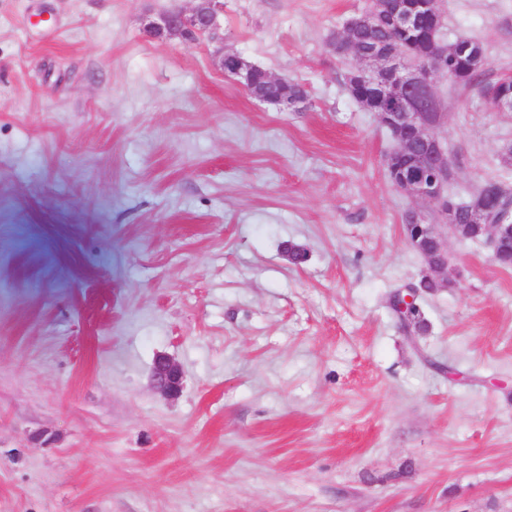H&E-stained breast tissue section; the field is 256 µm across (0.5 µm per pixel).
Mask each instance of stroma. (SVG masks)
Masks as SVG:
<instances>
[{
  "label": "stroma",
  "instance_id": "obj_1",
  "mask_svg": "<svg viewBox=\"0 0 512 512\" xmlns=\"http://www.w3.org/2000/svg\"><path fill=\"white\" fill-rule=\"evenodd\" d=\"M223 2L302 111L146 36L193 0H0V512H512V269L449 238L427 331L391 310L412 202L329 45L372 0ZM443 11L512 76V0ZM435 91L449 194L512 188V112ZM183 373L179 365L167 358H159L154 370L156 388L169 397H176L182 389Z\"/></svg>",
  "mask_w": 512,
  "mask_h": 512
}]
</instances>
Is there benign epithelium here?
Wrapping results in <instances>:
<instances>
[{
	"instance_id": "obj_1",
	"label": "benign epithelium",
	"mask_w": 512,
	"mask_h": 512,
	"mask_svg": "<svg viewBox=\"0 0 512 512\" xmlns=\"http://www.w3.org/2000/svg\"><path fill=\"white\" fill-rule=\"evenodd\" d=\"M380 7L391 14L393 27L401 32L420 28L422 20H431L424 35L430 43L427 55L419 60L384 50H362L352 41L340 53H353L361 64L355 66L350 78L377 105L379 123L390 129L396 146L385 156V167L393 186L412 200L435 207L437 218L429 221L417 210L408 214L413 220L406 224L407 239L423 257L427 269L422 281L448 283V238L479 237L491 250L492 260L498 258L501 240L512 235V212L497 215L498 202L511 197L512 191L497 184L490 188L484 212L494 219L472 224L459 223L460 205L448 195L452 166L448 148L439 136L445 113L439 111L435 82L425 70L443 72L441 39L444 27L442 0H378ZM223 0H196L189 10L173 9L160 13L145 24L146 34L157 41L180 38L184 41L207 39L224 42ZM233 75L252 98L281 109L298 110L307 96L294 94L287 81L266 76L267 85L275 89L271 96L256 88L252 81L253 65L234 55ZM183 373L179 365L167 358L157 360L154 370L156 388L169 397L182 389Z\"/></svg>"
}]
</instances>
